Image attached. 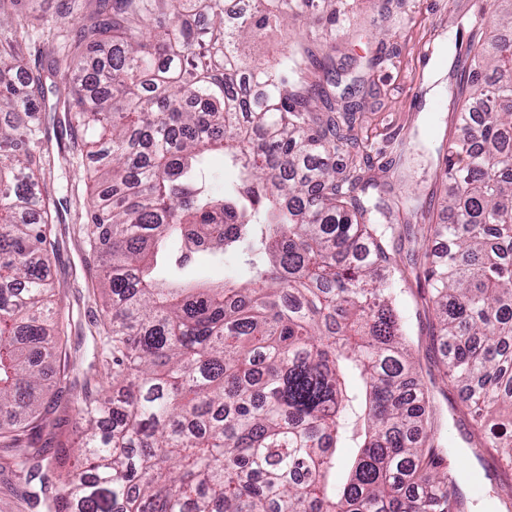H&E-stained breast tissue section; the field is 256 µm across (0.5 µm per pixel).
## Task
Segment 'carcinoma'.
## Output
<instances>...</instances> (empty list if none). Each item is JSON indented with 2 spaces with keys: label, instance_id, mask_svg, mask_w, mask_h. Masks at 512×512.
Returning <instances> with one entry per match:
<instances>
[{
  "label": "carcinoma",
  "instance_id": "carcinoma-1",
  "mask_svg": "<svg viewBox=\"0 0 512 512\" xmlns=\"http://www.w3.org/2000/svg\"><path fill=\"white\" fill-rule=\"evenodd\" d=\"M78 29L69 135L93 190L85 237L109 316L112 393L84 391L81 472L58 484L28 432L54 434L46 369L63 323L49 280L54 162L41 75L0 40V446L46 512H466L396 308L380 184L327 156L357 139L313 115L305 59L249 60L248 40L308 14L336 41V0H98ZM127 14L109 20L112 9ZM512 12L469 51L481 119L438 149L445 251L425 262L436 338L472 420L512 410ZM111 46L101 68L88 55ZM237 168L222 197L205 160ZM248 276L194 288L195 254ZM357 374L362 386L348 388ZM512 463V426L490 430ZM357 449L336 484V449Z\"/></svg>",
  "mask_w": 512,
  "mask_h": 512
}]
</instances>
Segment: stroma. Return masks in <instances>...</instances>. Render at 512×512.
Returning a JSON list of instances; mask_svg holds the SVG:
<instances>
[{"label":"stroma","instance_id":"1","mask_svg":"<svg viewBox=\"0 0 512 512\" xmlns=\"http://www.w3.org/2000/svg\"><path fill=\"white\" fill-rule=\"evenodd\" d=\"M61 4L62 0H21L28 28L18 45L28 72L42 74L57 97L65 100L70 86L60 35L92 20L97 0H78L68 15L62 14ZM338 9L335 50H326L321 25L302 17L281 32L252 39L249 50L262 58L304 48L330 53L340 84H330L325 70L312 68L302 87L325 91V98L311 100L313 112L320 115L342 114L350 101H359L351 134L364 149L355 157L339 151L329 156V164L347 171L361 165L364 174L383 183L391 196L416 195L423 201L422 210L400 213L390 233L398 267L396 305L436 409L434 440L449 452L448 464L457 470L467 494V512H501L499 500L512 489V468L503 465L499 449L485 444L447 374L434 336L435 315L423 267L409 261L410 256H423L425 249H444L443 241L427 234L428 225L448 221L441 207L444 185L435 149L455 131L452 110L458 87L452 63L465 54L482 12L492 11V0H339ZM45 179L59 208L52 228L57 249L50 277L54 299L68 325L61 356L68 385L51 408L53 417L61 421L46 445L45 458L51 461L72 454L81 440L72 402L84 383L105 389L112 379L98 356L103 313L93 293V258L80 231L89 193L84 166L60 160ZM191 275L196 282L217 285L245 279L246 270L233 256L219 260L201 255L192 262ZM13 454V449L0 447V512H36L11 465Z\"/></svg>","mask_w":512,"mask_h":512}]
</instances>
